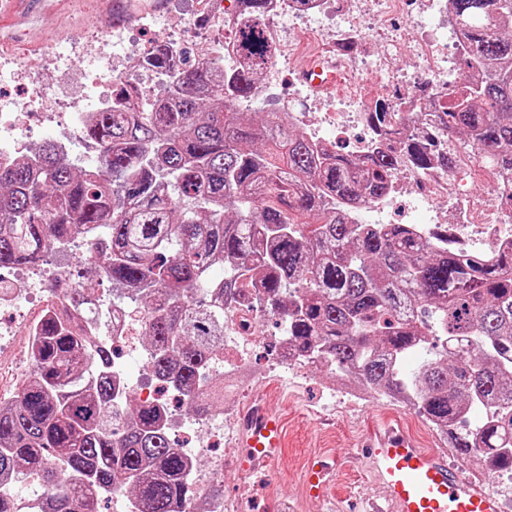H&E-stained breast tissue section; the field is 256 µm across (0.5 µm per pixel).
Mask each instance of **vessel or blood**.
<instances>
[{
  "label": "vessel or blood",
  "mask_w": 512,
  "mask_h": 512,
  "mask_svg": "<svg viewBox=\"0 0 512 512\" xmlns=\"http://www.w3.org/2000/svg\"><path fill=\"white\" fill-rule=\"evenodd\" d=\"M243 453L240 463L257 466L274 461L282 446V424L268 408L243 418L240 431ZM383 496L367 498L364 512H500L498 498L461 470L448 463L446 454L423 448L401 427L382 422L359 445ZM333 468L324 461L311 462L303 475L309 498L336 512L330 493Z\"/></svg>",
  "instance_id": "vessel-or-blood-1"
}]
</instances>
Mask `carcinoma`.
Wrapping results in <instances>:
<instances>
[{
  "instance_id": "carcinoma-1",
  "label": "carcinoma",
  "mask_w": 512,
  "mask_h": 512,
  "mask_svg": "<svg viewBox=\"0 0 512 512\" xmlns=\"http://www.w3.org/2000/svg\"><path fill=\"white\" fill-rule=\"evenodd\" d=\"M234 64L183 69L166 46L150 65L167 77L162 103L116 80L112 104L88 115L85 137L103 153L77 167L49 143L32 171L0 165V268L31 266L43 251L87 232L100 239L97 273L146 307L148 370L202 416L213 382L224 398V306L254 289L300 360L326 364L368 392L418 410L452 447L491 470L512 468V246L487 261L450 252L408 224H349L336 200L362 205L388 190L397 159L363 158L316 145L286 112L247 121L268 68V0H241ZM464 39L448 74V109L428 113L433 136L408 138L388 124L391 100L372 125L398 136L418 170H446L458 146L479 165L512 175V0H449ZM216 265L224 276H211ZM35 326L30 376L0 400V477L43 473L47 512H97L105 494L129 493L136 512H181L195 462L168 434L164 406L126 400L112 410L117 377L104 343L73 311L94 289L69 297ZM417 355L413 369L405 358ZM486 417L471 421L478 409Z\"/></svg>"
}]
</instances>
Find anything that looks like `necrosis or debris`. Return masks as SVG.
<instances>
[{
  "instance_id": "4bbe7bcc",
  "label": "necrosis or debris",
  "mask_w": 512,
  "mask_h": 512,
  "mask_svg": "<svg viewBox=\"0 0 512 512\" xmlns=\"http://www.w3.org/2000/svg\"><path fill=\"white\" fill-rule=\"evenodd\" d=\"M453 28L448 0H350L345 8L336 5L335 0H309L304 6L296 0H269L265 20L273 60L287 59L289 70L296 75L293 91H300L305 85L299 76L303 59L325 47L333 51L334 61L351 74L352 83L343 107L334 108L322 92L312 90L307 95V107L293 106L289 112L296 126L313 141L325 143V131L332 128L353 142L358 156L386 146L388 139L368 122L374 104L362 93L366 71L357 67V55L341 53V46L363 49L369 43H381L382 49L373 57L370 70L384 74L390 73L395 59L417 61L414 88H402L396 96L400 107L397 117L403 120L420 98L421 88L446 84L448 62L459 58L461 50L460 36ZM46 95L45 87L36 84L28 100L0 99V163L15 161L31 143V108ZM473 165L474 154L469 150L462 151L458 167L447 172L419 171L407 159H399L386 195L366 207L351 209L349 218L358 224L378 223L380 215L404 199L408 202L404 221L421 236H429L435 225L449 222L453 225L455 249L493 257L499 249L512 245V211L500 203L502 192L511 188L512 182L488 175L489 198L476 201L466 188V177ZM442 199L454 203V213L439 208ZM71 278L68 269L45 260L31 266L25 275L14 277L11 290L0 294V338L18 336L22 323L19 311L28 297L39 289L53 288L56 281ZM147 322V312L111 308L99 318L94 333L107 337L112 345L135 357L141 353ZM257 324L253 298L224 309V335L236 352L235 360L224 366V377L252 391L262 384L261 377L251 373L246 365L248 354L260 341ZM235 412V407L227 405L198 420L196 436L187 450L190 458L209 455L216 446L235 452L238 436L224 431L225 415Z\"/></svg>"
}]
</instances>
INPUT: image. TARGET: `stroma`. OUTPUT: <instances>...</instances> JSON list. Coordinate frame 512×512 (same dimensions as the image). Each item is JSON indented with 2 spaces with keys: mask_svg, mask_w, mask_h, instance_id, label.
Returning a JSON list of instances; mask_svg holds the SVG:
<instances>
[{
  "mask_svg": "<svg viewBox=\"0 0 512 512\" xmlns=\"http://www.w3.org/2000/svg\"><path fill=\"white\" fill-rule=\"evenodd\" d=\"M108 0H23L16 13L0 17V72L14 59H23L27 71L22 77L0 84V92L25 97L33 83L46 85L48 96L41 111L54 108L57 101L82 95V71L99 55L113 33L125 31L131 43L150 42L152 31L141 29L138 19L150 13L164 19L169 28H182L187 21L206 27L209 12L201 0H121L122 11L109 10ZM67 31L77 48L70 65L56 68L46 54L57 33ZM263 344L251 355L252 366L266 371L260 392L270 409L284 424V445L267 485L248 491V478L237 471L234 461L224 464L220 483L225 500L237 512H318L301 493L300 477L310 458L321 455L343 459L337 471L334 492L338 498L370 491L367 462L357 450L370 423L386 416L397 420L423 445L447 451L450 464L461 467L464 476L479 475L487 481V489L502 502V512H512V471L488 472L475 469L473 460L464 459L450 450L432 426L417 410L388 396H368L359 401L348 400L355 391L354 383L334 377L318 366L295 372L286 368L269 372L274 360L278 336L277 325L264 319L261 325Z\"/></svg>",
  "mask_w": 512,
  "mask_h": 512,
  "instance_id": "obj_1",
  "label": "stroma"
}]
</instances>
